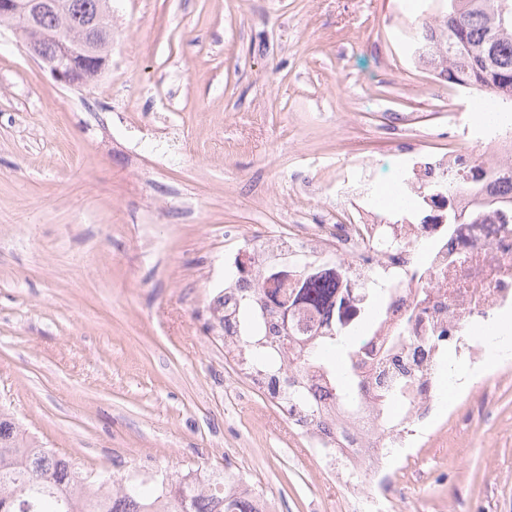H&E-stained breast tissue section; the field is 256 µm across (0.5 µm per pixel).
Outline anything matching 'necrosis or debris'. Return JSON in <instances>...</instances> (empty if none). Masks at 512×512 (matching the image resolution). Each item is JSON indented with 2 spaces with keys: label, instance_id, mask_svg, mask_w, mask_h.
Segmentation results:
<instances>
[{
  "label": "necrosis or debris",
  "instance_id": "1",
  "mask_svg": "<svg viewBox=\"0 0 512 512\" xmlns=\"http://www.w3.org/2000/svg\"><path fill=\"white\" fill-rule=\"evenodd\" d=\"M472 140V152L461 146L437 152L420 147L400 158L396 185L412 199L409 208L378 203L372 168L349 160L339 168L336 195L350 217L334 224L329 237L278 233L245 244L224 260L228 272L252 274L268 288L281 282L287 292L301 281L294 271L273 279L275 258L309 256L310 273L334 274L352 316L371 315L357 341L361 357L348 367L366 406L396 381L385 354L395 341L403 342L402 360L411 365L414 380L404 399L387 410L389 432L379 433L370 414L350 422L341 443L312 437L323 447L325 462L364 467L358 489L362 512H387V457L391 449L414 447L438 412L443 380L462 396L475 389L476 375L487 371V347L470 335V325L512 311V195L474 222L448 221L449 210L467 212L477 198L512 179V131L491 136L480 129ZM476 158L485 170L482 179L449 198L436 194L435 175L470 167Z\"/></svg>",
  "mask_w": 512,
  "mask_h": 512
}]
</instances>
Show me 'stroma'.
<instances>
[{
    "instance_id": "35a3bbf8",
    "label": "stroma",
    "mask_w": 512,
    "mask_h": 512,
    "mask_svg": "<svg viewBox=\"0 0 512 512\" xmlns=\"http://www.w3.org/2000/svg\"><path fill=\"white\" fill-rule=\"evenodd\" d=\"M436 0H112L95 82L0 27V409L85 469H225L273 512H357L207 331L224 255L332 224L345 157L384 184L477 128L415 65ZM391 464L393 512H512V369L489 358Z\"/></svg>"
}]
</instances>
